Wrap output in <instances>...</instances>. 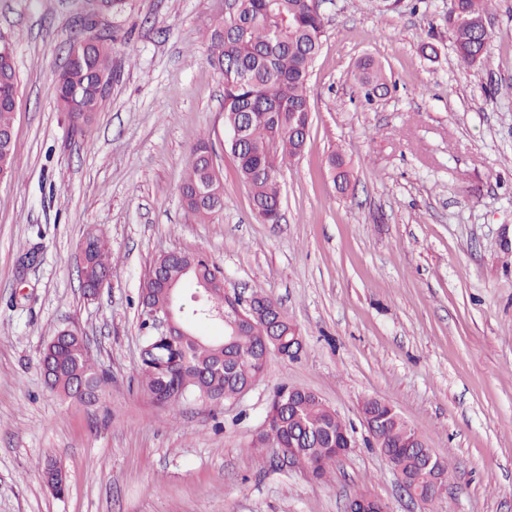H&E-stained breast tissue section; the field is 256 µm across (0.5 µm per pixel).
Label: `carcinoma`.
I'll return each mask as SVG.
<instances>
[{"label": "carcinoma", "mask_w": 512, "mask_h": 512, "mask_svg": "<svg viewBox=\"0 0 512 512\" xmlns=\"http://www.w3.org/2000/svg\"><path fill=\"white\" fill-rule=\"evenodd\" d=\"M235 17H222L206 28L208 60L224 81V127L232 131L245 112L256 114L248 126L246 150L228 145L237 162L240 180L251 192L256 215L267 224L280 220L278 172L298 156L302 141L294 133L300 115L310 113L307 84L312 63L320 51L323 17L315 0H236ZM492 0H451L448 34L454 41L460 62L469 67L483 61L490 34L476 29L475 20L488 15ZM77 59L59 79L58 103L73 125L88 122L103 102L98 84L112 70V37L101 35L93 41L80 38ZM360 92L370 102L388 90L382 65L372 58L363 61L358 79ZM19 78L13 53L0 50V95L18 94ZM213 143L203 138L191 150L179 186L182 206L197 224L211 223L223 207L221 173L211 165ZM333 182L339 192L351 185V171L340 153L330 159ZM17 166L14 143L0 140V167L4 177ZM87 261L85 280L95 284L112 268L109 243L101 233L89 231L84 237ZM151 268L159 269L157 279L145 283L139 297L143 342L142 390L150 398L160 395L161 407L176 411L189 399L201 402L225 400L237 393V384L260 377L265 366L254 358L259 332L247 330L231 348L225 337L214 338L201 329L216 320L201 310H221L227 298L224 275L207 258L185 252L179 258L159 254ZM184 307L183 332L156 336L146 311L169 303ZM54 370L48 385L80 402H95L110 383L75 333L63 337L53 354ZM360 410L382 418L383 449L395 455L403 470L419 472L418 455L404 452L416 431L396 412H389L375 398L361 402ZM352 426L329 408L315 393L301 400L295 412L279 427L282 436L293 431L302 436L327 433L339 441ZM338 455L323 442L315 448L298 443L294 465L312 471L317 479L327 476Z\"/></svg>", "instance_id": "cac0c4a2"}]
</instances>
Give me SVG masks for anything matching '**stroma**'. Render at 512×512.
I'll return each instance as SVG.
<instances>
[{
    "mask_svg": "<svg viewBox=\"0 0 512 512\" xmlns=\"http://www.w3.org/2000/svg\"><path fill=\"white\" fill-rule=\"evenodd\" d=\"M450 0H322L304 152L280 171L282 218L254 213L225 146L224 83L202 22L228 0H124L98 15L112 38V89L72 127L58 74L95 0H0L20 94L18 165L0 181V512H345L362 491L390 512H512V0H493L483 63H460ZM429 43L434 53L422 52ZM373 57L389 90L358 93ZM210 139L224 183L211 224L187 218L179 184ZM353 178L339 193L329 157ZM112 248L109 286L88 298L79 244ZM206 255L228 294L261 292L300 330L239 399L183 404L142 391L138 301L155 256ZM83 336L112 378L82 405L40 369L60 331ZM316 392L357 448L327 477L254 450L281 386ZM388 402L448 464L443 496L411 500L359 405ZM56 462V493L44 476Z\"/></svg>",
    "mask_w": 512,
    "mask_h": 512,
    "instance_id": "35a3bbf8",
    "label": "stroma"
}]
</instances>
